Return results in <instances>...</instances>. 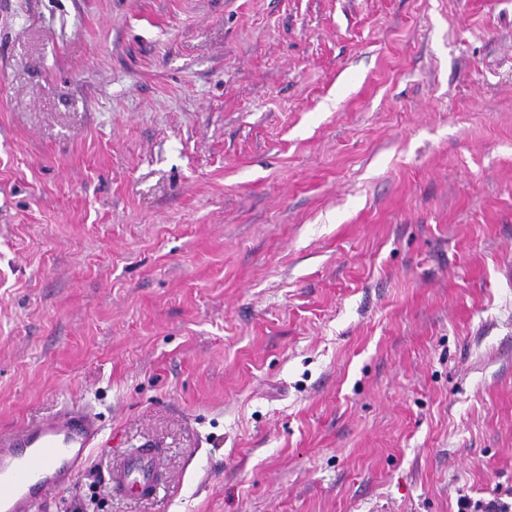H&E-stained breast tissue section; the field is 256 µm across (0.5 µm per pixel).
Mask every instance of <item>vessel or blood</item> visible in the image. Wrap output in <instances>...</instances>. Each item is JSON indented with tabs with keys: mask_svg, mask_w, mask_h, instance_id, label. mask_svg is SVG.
I'll return each instance as SVG.
<instances>
[{
	"mask_svg": "<svg viewBox=\"0 0 512 512\" xmlns=\"http://www.w3.org/2000/svg\"><path fill=\"white\" fill-rule=\"evenodd\" d=\"M97 414L83 405H63L43 422L0 432V512H31L45 491L66 487L98 445ZM155 455L139 451L116 466L114 491L141 497L156 483Z\"/></svg>",
	"mask_w": 512,
	"mask_h": 512,
	"instance_id": "1",
	"label": "vessel or blood"
}]
</instances>
